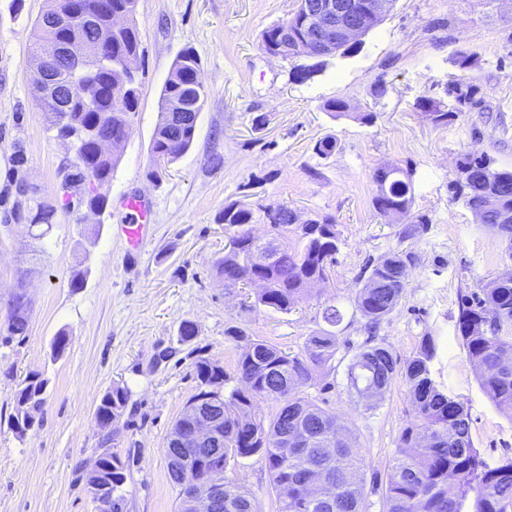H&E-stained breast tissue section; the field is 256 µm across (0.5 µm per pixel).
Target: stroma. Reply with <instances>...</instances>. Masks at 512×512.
<instances>
[{
	"instance_id": "35a3bbf8",
	"label": "stroma",
	"mask_w": 512,
	"mask_h": 512,
	"mask_svg": "<svg viewBox=\"0 0 512 512\" xmlns=\"http://www.w3.org/2000/svg\"><path fill=\"white\" fill-rule=\"evenodd\" d=\"M45 6L46 0H24L17 14L11 0H0V194L15 151L25 155L28 184L48 199L70 160L45 131L31 81L32 24ZM297 6L298 0H138L141 93L132 133L104 189L105 212L59 214L39 241L27 226L13 224L10 206H0V512H97L86 476L106 448L135 457L124 512H177L164 446L199 391L194 362L218 361L235 387L240 349L226 336L228 327L297 354L324 328L329 302L344 313L340 349L300 392L352 428L367 473L386 474L412 419L407 386L395 380L369 408L350 392L346 371L366 338L355 307L364 268L391 251L412 254L413 261L377 341L403 360L421 337H436L433 376L466 403L475 448L486 457L512 456V419L483 392L455 332L460 292L498 271L503 245L449 190L465 154L486 152L512 169V0H394L354 53L325 58L321 72L303 82L292 79L291 61L260 48L263 32ZM187 47L199 57L209 93L191 149L154 181L148 172L159 96ZM459 50L479 59L473 74L486 108L436 125L415 101L444 98L448 81L473 75L453 64ZM379 82L386 92L377 97ZM334 98L348 104L346 114L325 111ZM327 137L337 146L322 157L314 147ZM384 166L412 173V213L426 218L412 236H401L400 225L386 223L372 207L373 173ZM140 193L153 201V222L143 250L133 254L117 230L123 214L116 202ZM232 202L285 205L303 221L332 216L340 244L328 282L314 284L311 297L285 313L252 307L248 289L225 290L214 264L226 241L219 217ZM24 258L40 274L27 288L28 332L11 339L10 299ZM80 270L86 281L72 287ZM185 320L198 330L189 342L178 335ZM61 331L68 345L56 359L51 345ZM32 371L47 381L45 402L35 427L20 436L8 418L15 390ZM116 385L127 388L128 404L114 429L103 430L95 410ZM233 475L253 494L257 512H275L261 456L242 459Z\"/></svg>"
}]
</instances>
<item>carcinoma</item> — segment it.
<instances>
[{"instance_id":"obj_1","label":"carcinoma","mask_w":512,"mask_h":512,"mask_svg":"<svg viewBox=\"0 0 512 512\" xmlns=\"http://www.w3.org/2000/svg\"><path fill=\"white\" fill-rule=\"evenodd\" d=\"M133 0H48L46 9L33 25V56L50 52L62 39L65 29H50L46 22L57 11L76 9L82 16L80 35L90 46L103 33L112 35L110 61L90 63L85 73L72 80L68 109L52 98L42 97L39 106L45 114L46 131L64 143L73 154L71 171L62 185V193L53 200L26 197L28 224L41 227L35 239L45 238L58 213L84 208L100 214L107 207L101 189L112 179L120 161L118 149L132 131V114L137 112L140 83L136 69L127 61L137 60L141 52L139 30ZM299 0L292 17L264 31L261 47L269 55L293 60L302 57L295 40L306 19L305 3ZM200 64L191 48L182 50L164 82L159 97L157 122L151 146V171L156 177L166 164L191 147L199 114L208 92L198 80ZM453 101L446 110L430 97L421 96L416 106L435 125L448 122L458 112H481L484 100L476 78L452 80L445 88ZM464 182L455 194L471 209L484 206L482 190L488 178H496V206L483 215V226L497 236L512 229L500 223L504 214L512 215V170L498 168L488 153L467 154L459 161ZM377 195L375 211L391 224H404L402 234L412 233L410 225L425 224L414 219L411 173L394 167L389 172L377 169L373 176ZM274 224L282 245L263 264L254 262L258 238L252 233L254 212L237 202L224 206L219 218L230 231L224 256L216 262V271L224 287L237 288L253 281L261 284L254 306L288 312L309 287L326 279L336 262L339 237L330 217L295 223L297 214L286 206H276ZM298 244L288 242V233ZM412 257L391 252L366 266V282L355 307L367 320L366 329L374 330L399 304L405 288L401 268ZM34 273L30 267L17 271L12 294L7 332L24 336L29 323V301L23 288ZM326 327L308 337L301 353L292 355L263 339L253 338L241 327L231 326L225 335L242 344L237 361L238 385L224 394L226 374L218 362L200 357L194 369L200 391L187 402L215 406L212 413L222 418L224 470L239 460L260 455L266 462L277 512H362L366 484L362 448L353 430L339 423L331 410L298 393L285 395L287 386L302 387L319 370L335 360L339 349L336 331L343 321L338 306L327 303L322 311ZM456 332L470 362L478 371L479 383L493 405L512 419V268L501 267L478 288L460 297ZM438 341L422 337L420 344L404 364H399L391 349L375 342L372 335L360 344L348 367L350 390L358 393L372 384L387 391L396 378L408 387L413 421L398 440L392 465L382 487L384 512H512V457L488 460L474 448L471 417L459 398L448 393L432 376L431 363L437 355ZM47 381L32 372L15 393L14 410L8 423L23 436L34 428L35 413L45 401ZM128 400V390L115 386L104 394L95 411L101 429L109 426L108 414L118 416ZM276 403L263 414L261 404ZM166 441L164 454L170 481L179 488L178 512H184V494L178 471L183 464ZM191 466L197 468L194 479L205 481L210 466L205 451L193 453ZM103 469L111 476L112 512H123V486L130 460L104 450ZM319 471L336 486L335 508L320 500V490L310 476ZM224 512H255L252 493L238 479L224 476Z\"/></svg>"}]
</instances>
